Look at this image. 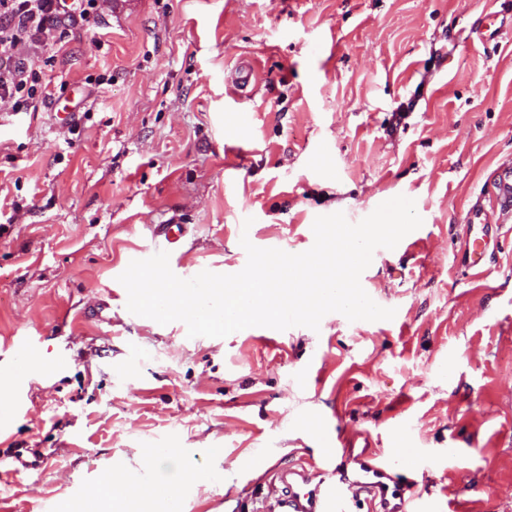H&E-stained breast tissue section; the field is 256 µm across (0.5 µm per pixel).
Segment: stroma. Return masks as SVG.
<instances>
[{
	"instance_id": "obj_1",
	"label": "stroma",
	"mask_w": 512,
	"mask_h": 512,
	"mask_svg": "<svg viewBox=\"0 0 512 512\" xmlns=\"http://www.w3.org/2000/svg\"><path fill=\"white\" fill-rule=\"evenodd\" d=\"M44 69L49 103L0 120V512H106L89 493L172 469L183 512H252L270 476L336 469L337 438L409 512H512V0H103ZM491 16L502 35L471 28ZM251 68L246 89L233 79ZM78 87L79 121L60 131ZM246 123H237L238 115ZM403 195L422 225L363 289L393 319L188 337L128 311L119 277L158 225L170 268L235 274L250 242L292 254L317 216ZM500 225L484 276L472 210ZM100 317L87 316L89 299ZM482 213L473 211L468 224H464L465 258L469 267H479L491 235L498 230L500 225L486 224ZM186 227L184 224H161L156 229L155 238H160L155 243V247L150 253L149 257L159 251H170L179 243L185 236Z\"/></svg>"
}]
</instances>
